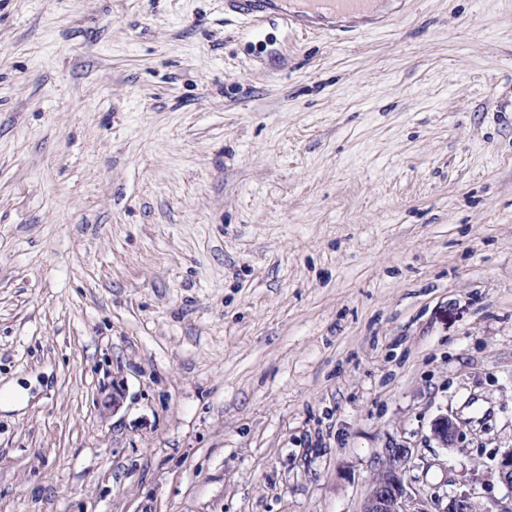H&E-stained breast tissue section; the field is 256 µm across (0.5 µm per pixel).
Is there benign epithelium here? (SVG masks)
Returning <instances> with one entry per match:
<instances>
[{
  "instance_id": "1",
  "label": "benign epithelium",
  "mask_w": 512,
  "mask_h": 512,
  "mask_svg": "<svg viewBox=\"0 0 512 512\" xmlns=\"http://www.w3.org/2000/svg\"><path fill=\"white\" fill-rule=\"evenodd\" d=\"M432 433L443 447L454 446L459 424L449 415H441L432 423ZM386 463L371 483L361 512H423L414 509V499L404 476L412 459V450L405 445L385 449ZM499 480L512 488V448L505 451L499 462ZM477 505L469 494H455L448 499L443 512H476Z\"/></svg>"
}]
</instances>
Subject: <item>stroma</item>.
<instances>
[{
	"label": "stroma",
	"instance_id": "stroma-1",
	"mask_svg": "<svg viewBox=\"0 0 512 512\" xmlns=\"http://www.w3.org/2000/svg\"><path fill=\"white\" fill-rule=\"evenodd\" d=\"M385 14L0 0V512L512 499V0ZM459 424L449 415H441L432 423V433L444 448L453 447L459 433ZM386 463L371 483L361 512H424L414 507V499L404 476L412 459L405 445L385 448Z\"/></svg>",
	"mask_w": 512,
	"mask_h": 512
}]
</instances>
